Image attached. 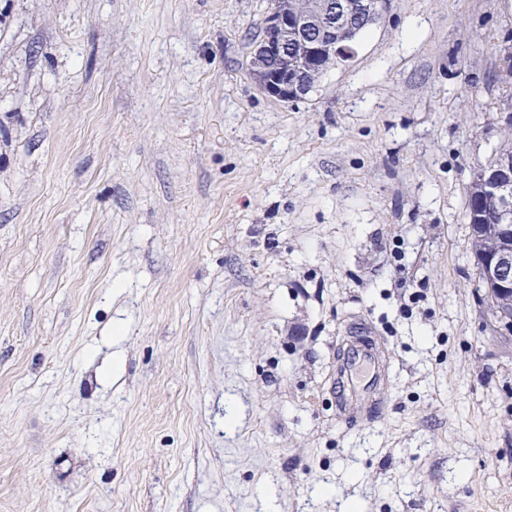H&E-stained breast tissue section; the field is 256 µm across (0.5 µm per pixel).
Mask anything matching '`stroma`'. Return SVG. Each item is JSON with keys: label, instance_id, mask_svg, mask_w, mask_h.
<instances>
[{"label": "stroma", "instance_id": "obj_1", "mask_svg": "<svg viewBox=\"0 0 512 512\" xmlns=\"http://www.w3.org/2000/svg\"><path fill=\"white\" fill-rule=\"evenodd\" d=\"M270 0H0V512H512L465 220L512 0H391L303 99ZM371 323L379 410L336 416ZM364 327L355 328L346 336L340 348L342 356L336 362V409L347 420L358 421L368 416L377 404V394L390 372V360L384 348ZM368 373L361 379L359 368Z\"/></svg>", "mask_w": 512, "mask_h": 512}]
</instances>
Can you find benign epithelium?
<instances>
[{
  "instance_id": "obj_1",
  "label": "benign epithelium",
  "mask_w": 512,
  "mask_h": 512,
  "mask_svg": "<svg viewBox=\"0 0 512 512\" xmlns=\"http://www.w3.org/2000/svg\"><path fill=\"white\" fill-rule=\"evenodd\" d=\"M389 0H361L358 13L376 20L388 10ZM356 29L345 4L336 0H272L263 36L254 58L272 60L276 66L257 67L253 76L268 96L283 102L303 98L313 73L326 63L332 65L356 55ZM501 81L512 84V42L500 48ZM486 183L492 204L477 207L474 224L498 225L503 245L479 254L475 263L489 287L501 296L512 297V161L490 162L477 169Z\"/></svg>"
}]
</instances>
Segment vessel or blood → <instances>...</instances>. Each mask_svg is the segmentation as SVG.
I'll return each mask as SVG.
<instances>
[{
	"instance_id": "vessel-or-blood-1",
	"label": "vessel or blood",
	"mask_w": 512,
	"mask_h": 512,
	"mask_svg": "<svg viewBox=\"0 0 512 512\" xmlns=\"http://www.w3.org/2000/svg\"><path fill=\"white\" fill-rule=\"evenodd\" d=\"M341 352L336 362V409L347 420L358 421L376 406L390 360L381 344L361 327L345 337Z\"/></svg>"
}]
</instances>
